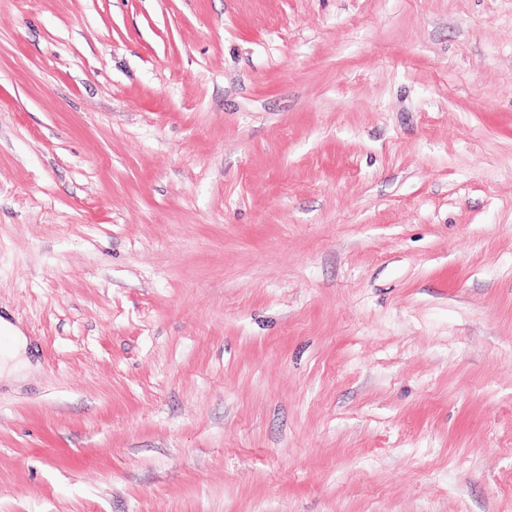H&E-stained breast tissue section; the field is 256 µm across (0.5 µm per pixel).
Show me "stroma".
Returning <instances> with one entry per match:
<instances>
[{
    "label": "stroma",
    "instance_id": "stroma-1",
    "mask_svg": "<svg viewBox=\"0 0 512 512\" xmlns=\"http://www.w3.org/2000/svg\"><path fill=\"white\" fill-rule=\"evenodd\" d=\"M0 512H512V0H0ZM4 338V347L0 349V366H10L11 369L19 371L29 365L27 360L20 358V352L27 345V338L22 332L10 324L8 321L0 318V333Z\"/></svg>",
    "mask_w": 512,
    "mask_h": 512
}]
</instances>
